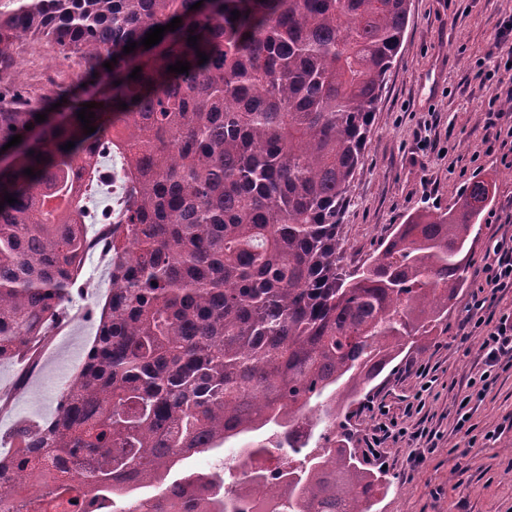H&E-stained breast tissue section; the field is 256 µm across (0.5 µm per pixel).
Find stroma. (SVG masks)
I'll return each instance as SVG.
<instances>
[{
    "mask_svg": "<svg viewBox=\"0 0 512 512\" xmlns=\"http://www.w3.org/2000/svg\"><path fill=\"white\" fill-rule=\"evenodd\" d=\"M511 16L512 0H412L410 22L344 215V265L352 268L376 256L394 227L416 213L454 208L472 182L492 185L466 256L467 278L447 320L418 337L411 352L349 409L345 431L352 447L365 450L376 422L373 405L385 404L391 415L402 417L420 386L417 369L430 367L439 377L424 408L441 435L437 448L414 461L409 448L391 444L380 458L366 462L389 480L375 512H512V362L497 367L469 433L456 430L453 409L482 367L478 337H464L459 324L479 285L482 257L500 235L491 214L512 207V155L488 152L485 143L488 102L505 88L494 81L480 83L471 69ZM18 64L22 82L35 94L49 81L75 80L81 71L78 58H58L56 46L43 37L23 43ZM434 116L438 147L430 152L417 136ZM109 289L108 255L88 252L61 331L48 336L32 360L0 361V388L11 392L0 415V457L14 452L20 421L38 425L56 415L58 391L82 365Z\"/></svg>",
    "mask_w": 512,
    "mask_h": 512,
    "instance_id": "35a3bbf8",
    "label": "stroma"
}]
</instances>
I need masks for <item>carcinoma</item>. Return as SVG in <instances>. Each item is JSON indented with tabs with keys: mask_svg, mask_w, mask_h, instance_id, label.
Returning a JSON list of instances; mask_svg holds the SVG:
<instances>
[{
	"mask_svg": "<svg viewBox=\"0 0 512 512\" xmlns=\"http://www.w3.org/2000/svg\"><path fill=\"white\" fill-rule=\"evenodd\" d=\"M196 2L0 0V148L22 139L0 153L19 155L0 172V359L28 354L77 284L88 238L71 221L73 168L115 135L138 178L119 222L103 214L111 288L97 334L57 415L21 423L0 458V512L105 494L113 512H238L243 481L228 480L257 455L294 461L278 496L251 478L273 512H373L387 484L346 447L340 418L448 317L485 182L346 269L343 215L411 0ZM175 17L138 62L149 29ZM39 36L82 70L33 96L16 50ZM178 61L190 70L167 71ZM198 455L224 469H188Z\"/></svg>",
	"mask_w": 512,
	"mask_h": 512,
	"instance_id": "obj_1",
	"label": "carcinoma"
}]
</instances>
